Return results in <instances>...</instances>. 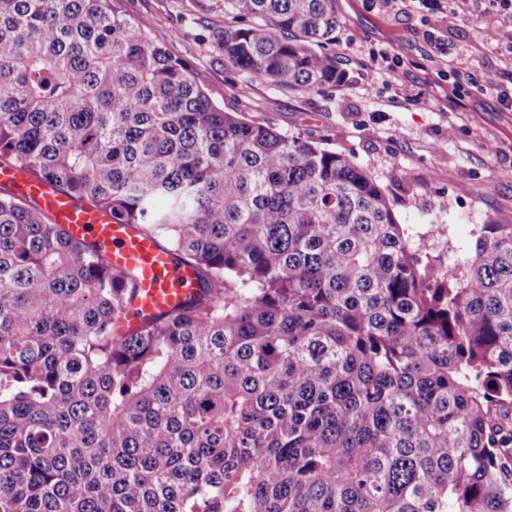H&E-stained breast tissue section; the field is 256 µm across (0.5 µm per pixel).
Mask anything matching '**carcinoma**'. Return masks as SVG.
<instances>
[{
  "label": "carcinoma",
  "instance_id": "cac0c4a2",
  "mask_svg": "<svg viewBox=\"0 0 512 512\" xmlns=\"http://www.w3.org/2000/svg\"><path fill=\"white\" fill-rule=\"evenodd\" d=\"M248 83L344 80L336 0H226ZM0 166L112 214L196 289L0 188V512H512V224L429 276L374 177L226 112L122 0H0ZM0 184L20 196L36 199L75 239L95 242L112 267L134 272L139 295L135 309L126 316L130 326L139 322L138 316L167 311L194 291L193 268L176 262L155 239L130 224H118L112 215L93 207H79L50 183L34 181L20 169H0Z\"/></svg>",
  "mask_w": 512,
  "mask_h": 512
}]
</instances>
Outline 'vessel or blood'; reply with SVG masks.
<instances>
[{"mask_svg": "<svg viewBox=\"0 0 512 512\" xmlns=\"http://www.w3.org/2000/svg\"><path fill=\"white\" fill-rule=\"evenodd\" d=\"M0 185L36 199L75 239L92 241L102 248L112 267L134 272L139 295L134 312L127 315L129 324L169 310L194 291L193 268L176 262L155 239L131 225L117 223L110 214L95 208L78 206L50 183L32 180L20 169H0Z\"/></svg>", "mask_w": 512, "mask_h": 512, "instance_id": "b4317fda", "label": "vessel or blood"}]
</instances>
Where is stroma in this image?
I'll list each match as a JSON object with an SVG mask.
<instances>
[{"label":"stroma","mask_w":512,"mask_h":512,"mask_svg":"<svg viewBox=\"0 0 512 512\" xmlns=\"http://www.w3.org/2000/svg\"><path fill=\"white\" fill-rule=\"evenodd\" d=\"M124 9L152 24L154 38L225 111L316 142L370 172L398 222L431 240L435 269L471 248L478 225L512 224V112L480 88L484 73L512 70V16L490 21L472 12L466 25L450 30L444 56L424 32L448 30L446 19L336 0L330 50L344 81L302 97L258 83L240 93L245 76L225 65L215 43L228 20L224 0H124ZM489 22L499 44L480 37ZM452 57L462 61L466 94L459 102L448 97Z\"/></svg>","instance_id":"obj_1"}]
</instances>
